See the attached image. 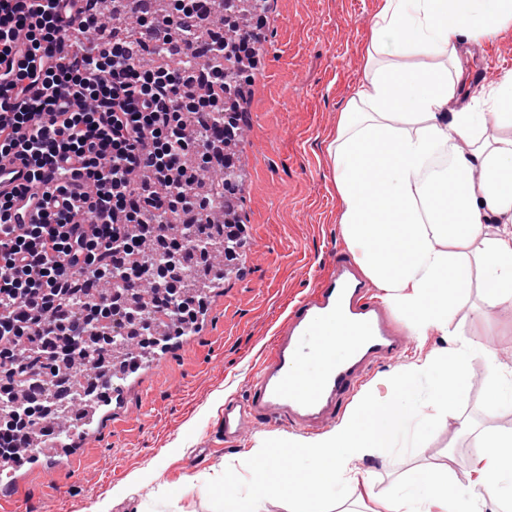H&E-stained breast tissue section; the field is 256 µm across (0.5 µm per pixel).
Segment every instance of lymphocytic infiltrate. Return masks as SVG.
<instances>
[{
	"mask_svg": "<svg viewBox=\"0 0 512 512\" xmlns=\"http://www.w3.org/2000/svg\"><path fill=\"white\" fill-rule=\"evenodd\" d=\"M195 0H170L167 13L137 17L155 55L182 47L179 65H145L144 54L116 42L96 0H0V157L23 153L30 172L20 193L55 176L42 197L43 223L13 225L11 197H0V453L12 456L21 430L50 406L39 378H55L57 354L109 367L105 353L122 332L101 335L112 297L131 294L158 271L176 267L186 244L208 254L206 225L189 224L150 262L135 261L149 235L171 215L205 213L195 191L200 169L220 167L196 149V113L222 125L223 69L207 73L204 95L187 75L213 55L252 65L258 33L228 30L198 38L183 15ZM25 50L28 63L11 62ZM203 300L177 292L155 312L175 317V334L197 321Z\"/></svg>",
	"mask_w": 512,
	"mask_h": 512,
	"instance_id": "lymphocytic-infiltrate-1",
	"label": "lymphocytic infiltrate"
}]
</instances>
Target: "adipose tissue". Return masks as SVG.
I'll return each mask as SVG.
<instances>
[{
	"instance_id": "1",
	"label": "adipose tissue",
	"mask_w": 512,
	"mask_h": 512,
	"mask_svg": "<svg viewBox=\"0 0 512 512\" xmlns=\"http://www.w3.org/2000/svg\"><path fill=\"white\" fill-rule=\"evenodd\" d=\"M512 25V0H381L363 79L328 152L342 235L379 302L415 336L447 334L448 315L478 270L488 309L512 305V75L491 92L503 135L459 106L462 51ZM427 57L422 67L404 58ZM494 486L449 483L429 500L403 485L387 512H512V431L489 432Z\"/></svg>"
}]
</instances>
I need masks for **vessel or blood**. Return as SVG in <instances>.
<instances>
[{
	"label": "vessel or blood",
	"mask_w": 512,
	"mask_h": 512,
	"mask_svg": "<svg viewBox=\"0 0 512 512\" xmlns=\"http://www.w3.org/2000/svg\"><path fill=\"white\" fill-rule=\"evenodd\" d=\"M28 174L26 157L1 158L0 194L12 193ZM42 220L38 197L18 202L14 223ZM406 345L370 288L346 260L335 257L332 272L290 308L285 325L250 374L246 396L225 400L220 433L235 442L256 421L274 415L302 429H319L377 360L398 359Z\"/></svg>",
	"instance_id": "obj_1"
}]
</instances>
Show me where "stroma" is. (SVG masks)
Wrapping results in <instances>:
<instances>
[{
  "label": "stroma",
  "mask_w": 512,
  "mask_h": 512,
  "mask_svg": "<svg viewBox=\"0 0 512 512\" xmlns=\"http://www.w3.org/2000/svg\"><path fill=\"white\" fill-rule=\"evenodd\" d=\"M378 5L379 0H268L259 61L242 83L247 176L237 208L250 245L243 271L213 290L198 329L170 341L158 361L126 380L121 414L101 407L77 463L63 454L37 468H20L10 493L16 512H90L96 506L103 512H211L206 482L231 464L245 472L258 441L308 439L287 418L272 417L227 444L218 423L225 399L245 395L250 367L293 303L315 287L336 253H351L339 224L326 146L361 83L363 44ZM462 62L466 75L485 70L472 105L488 111L491 87L512 72V28L469 46ZM484 308L483 284L475 276L448 330L480 342L512 368V309H495L486 322L480 317ZM390 317L408 347L400 360L377 362L363 382L381 400L390 398L388 379L402 365L447 344L442 336L411 335L401 313ZM485 385L482 375L473 377L463 410L440 424L422 456L369 451L358 464L368 485H350L344 507L333 512H368L407 481L418 483L422 494L433 493L429 480L441 468L457 482L479 481L491 460L482 445L485 432L512 428V409L481 410ZM119 488L127 496H116Z\"/></svg>",
  "instance_id": "stroma-1"
}]
</instances>
